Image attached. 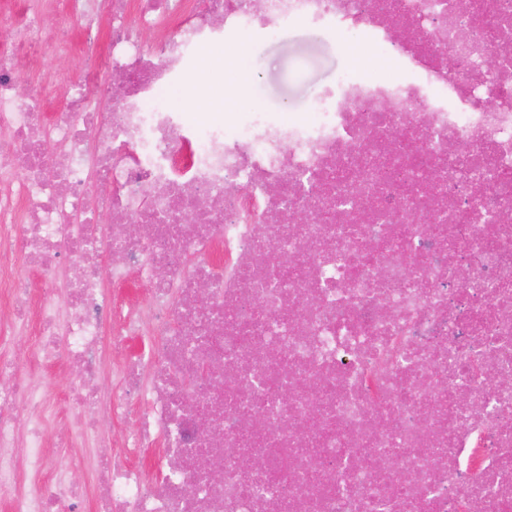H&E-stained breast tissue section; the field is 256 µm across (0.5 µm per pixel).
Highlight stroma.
<instances>
[{
    "label": "stroma",
    "mask_w": 512,
    "mask_h": 512,
    "mask_svg": "<svg viewBox=\"0 0 512 512\" xmlns=\"http://www.w3.org/2000/svg\"><path fill=\"white\" fill-rule=\"evenodd\" d=\"M42 24L53 41L72 45L87 21L71 14L63 0H53ZM233 60L235 71L222 78L225 100L240 101L249 111L294 116L305 114L318 95L335 85L340 73L363 72L368 66L365 52L344 48L324 32L301 25L284 28L273 39L257 35L246 40ZM92 67V62L78 53L41 55L37 63H23L18 93L24 97L47 81L81 78Z\"/></svg>",
    "instance_id": "obj_1"
}]
</instances>
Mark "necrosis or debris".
<instances>
[{
  "label": "necrosis or debris",
  "instance_id": "obj_1",
  "mask_svg": "<svg viewBox=\"0 0 512 512\" xmlns=\"http://www.w3.org/2000/svg\"><path fill=\"white\" fill-rule=\"evenodd\" d=\"M68 9L104 56L83 80L19 98L24 49L68 52L41 0L0 43L7 512H78L54 457L106 416L134 429L101 458L95 512H512V0H110L103 33L98 0ZM293 24L366 49L371 73L302 117L170 105L215 47ZM52 93L67 104L49 113ZM103 258L147 303L107 299ZM145 333L101 399L95 353ZM56 366L74 371L63 425L31 376Z\"/></svg>",
  "mask_w": 512,
  "mask_h": 512
}]
</instances>
